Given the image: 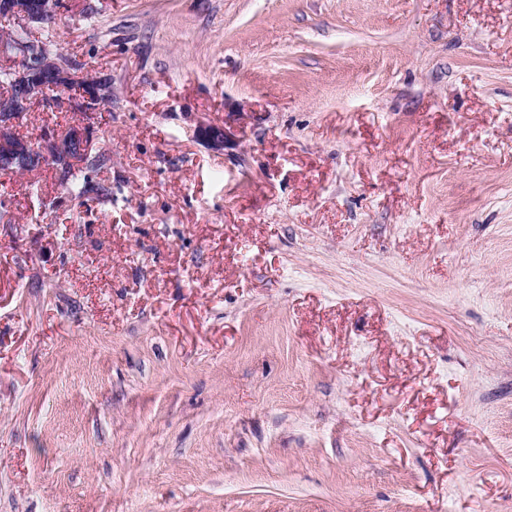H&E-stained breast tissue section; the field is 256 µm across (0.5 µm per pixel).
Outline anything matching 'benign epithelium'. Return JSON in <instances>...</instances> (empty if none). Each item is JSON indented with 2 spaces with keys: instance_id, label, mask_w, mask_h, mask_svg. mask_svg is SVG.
<instances>
[{
  "instance_id": "1",
  "label": "benign epithelium",
  "mask_w": 512,
  "mask_h": 512,
  "mask_svg": "<svg viewBox=\"0 0 512 512\" xmlns=\"http://www.w3.org/2000/svg\"><path fill=\"white\" fill-rule=\"evenodd\" d=\"M4 7L7 17L13 22V30L21 33L37 20L52 18L57 0H37L35 6L32 0H9ZM10 53L20 59V63L15 66V95L0 100V167L10 171L18 167L39 166L59 157L70 163H78L92 150L88 135L82 129L72 128L66 138L52 134L39 143H32L16 141L14 127L23 114L35 107L46 110L62 104L61 98L56 96L62 86L44 80L49 72L58 71L62 77L80 81L90 88L83 101L72 104L73 108L84 112H93L105 105L109 100V87L92 72H83L67 58L51 54L44 45H33L18 39L10 47ZM200 133L212 148L220 150L224 147L227 132L222 126L203 125Z\"/></svg>"
}]
</instances>
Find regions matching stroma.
I'll return each mask as SVG.
<instances>
[{
  "mask_svg": "<svg viewBox=\"0 0 512 512\" xmlns=\"http://www.w3.org/2000/svg\"><path fill=\"white\" fill-rule=\"evenodd\" d=\"M53 29L112 99L15 131L107 163L0 176V512H512V0Z\"/></svg>",
  "mask_w": 512,
  "mask_h": 512,
  "instance_id": "1",
  "label": "stroma"
}]
</instances>
